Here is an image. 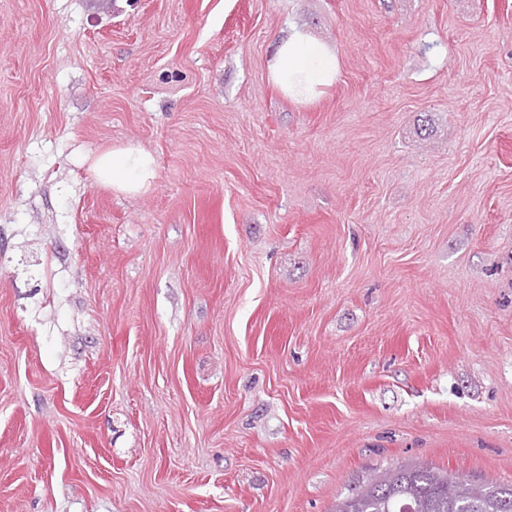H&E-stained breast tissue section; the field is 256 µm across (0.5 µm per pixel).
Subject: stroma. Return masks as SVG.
<instances>
[{
  "mask_svg": "<svg viewBox=\"0 0 512 512\" xmlns=\"http://www.w3.org/2000/svg\"><path fill=\"white\" fill-rule=\"evenodd\" d=\"M127 145L147 192L90 169ZM407 460L512 483V0H0V512H332ZM338 71L336 53L296 26L277 41L268 64L271 82L298 102L308 101L333 85ZM95 179L121 193L146 192L156 178L154 156L137 147H114L97 155L91 164Z\"/></svg>",
  "mask_w": 512,
  "mask_h": 512,
  "instance_id": "obj_1",
  "label": "stroma"
}]
</instances>
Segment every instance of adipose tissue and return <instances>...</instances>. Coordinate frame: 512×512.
<instances>
[{"label":"adipose tissue","instance_id":"obj_1","mask_svg":"<svg viewBox=\"0 0 512 512\" xmlns=\"http://www.w3.org/2000/svg\"><path fill=\"white\" fill-rule=\"evenodd\" d=\"M338 71L335 52L295 26L277 41L268 64L271 82L298 102L308 101L333 85ZM91 171L97 181L135 195L151 187L156 178V160L151 153L137 147H115L97 155Z\"/></svg>","mask_w":512,"mask_h":512}]
</instances>
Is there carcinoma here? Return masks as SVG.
I'll return each mask as SVG.
<instances>
[{"instance_id":"obj_1","label":"carcinoma","mask_w":512,"mask_h":512,"mask_svg":"<svg viewBox=\"0 0 512 512\" xmlns=\"http://www.w3.org/2000/svg\"><path fill=\"white\" fill-rule=\"evenodd\" d=\"M335 512H512V484L474 486L448 470L398 465L338 501Z\"/></svg>"}]
</instances>
